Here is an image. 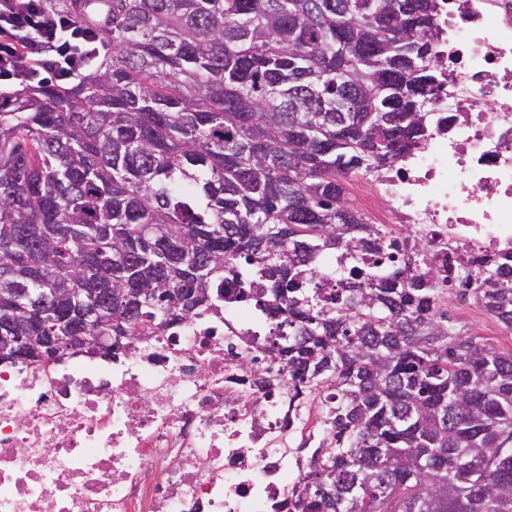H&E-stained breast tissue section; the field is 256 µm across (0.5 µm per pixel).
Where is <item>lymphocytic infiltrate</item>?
<instances>
[{"label":"lymphocytic infiltrate","mask_w":512,"mask_h":512,"mask_svg":"<svg viewBox=\"0 0 512 512\" xmlns=\"http://www.w3.org/2000/svg\"><path fill=\"white\" fill-rule=\"evenodd\" d=\"M101 39L50 13L45 0H0V82L30 80L45 67L76 78Z\"/></svg>","instance_id":"lymphocytic-infiltrate-1"}]
</instances>
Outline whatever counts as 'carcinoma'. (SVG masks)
<instances>
[{
	"instance_id": "1",
	"label": "carcinoma",
	"mask_w": 512,
	"mask_h": 512,
	"mask_svg": "<svg viewBox=\"0 0 512 512\" xmlns=\"http://www.w3.org/2000/svg\"><path fill=\"white\" fill-rule=\"evenodd\" d=\"M104 33L78 82L0 101V336L39 289L44 336L112 346L219 312L275 324L270 352L324 407L289 512H512V351L457 329L441 285L512 333V252L325 290L322 252L389 254L344 199L424 141L437 0H67Z\"/></svg>"
}]
</instances>
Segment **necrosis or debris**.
<instances>
[{
	"mask_svg": "<svg viewBox=\"0 0 512 512\" xmlns=\"http://www.w3.org/2000/svg\"><path fill=\"white\" fill-rule=\"evenodd\" d=\"M438 3L432 125L362 188L402 266L512 252V0ZM268 332L231 298L112 358L0 363V512H288L321 402Z\"/></svg>",
	"mask_w": 512,
	"mask_h": 512,
	"instance_id": "necrosis-or-debris-1",
	"label": "necrosis or debris"
}]
</instances>
